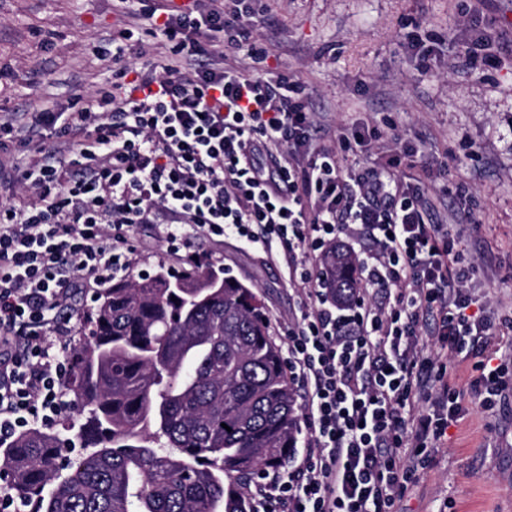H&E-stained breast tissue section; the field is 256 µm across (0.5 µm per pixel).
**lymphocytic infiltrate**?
I'll return each mask as SVG.
<instances>
[{
	"instance_id": "1",
	"label": "lymphocytic infiltrate",
	"mask_w": 512,
	"mask_h": 512,
	"mask_svg": "<svg viewBox=\"0 0 512 512\" xmlns=\"http://www.w3.org/2000/svg\"><path fill=\"white\" fill-rule=\"evenodd\" d=\"M251 11L250 0L142 11L168 56L81 107L36 112L50 135L27 173L33 200L0 170V445L67 413L71 307L126 272L127 242L161 213L170 251L231 235L280 257L298 286L283 344L305 389L303 451L261 490L263 512H400L468 412L449 358L474 359L482 409L505 403L512 313L492 319L474 297L460 248L477 219L439 223L397 171L398 133L354 126L328 146L298 81L225 64L224 45L257 53ZM383 139L394 155L354 172L351 147ZM338 244L357 258L358 288L330 303L323 258Z\"/></svg>"
}]
</instances>
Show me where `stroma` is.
<instances>
[{
    "label": "stroma",
    "instance_id": "obj_1",
    "mask_svg": "<svg viewBox=\"0 0 512 512\" xmlns=\"http://www.w3.org/2000/svg\"><path fill=\"white\" fill-rule=\"evenodd\" d=\"M253 7L265 23L257 36L267 53L256 61L228 47L226 63L293 76L312 93L329 140L363 123L396 128L418 145L434 171L425 185L438 213L471 211L479 221L463 244L464 256L480 259L476 293L512 306V54L501 53L496 67L461 71L447 45L462 39L460 19L473 11L497 19L502 41L512 40V0H255ZM414 22L437 42L426 70L407 47ZM124 28L142 54L116 61L112 35ZM167 50L145 21L127 16L122 0H0V118L24 115L0 140V161L29 165L30 113L111 90L124 68H144ZM129 245L133 278L193 263L169 254L153 224L139 225ZM195 253L198 265L254 286L282 342L294 303L287 271L231 238L198 240ZM400 506L512 512V408L471 407Z\"/></svg>",
    "mask_w": 512,
    "mask_h": 512
}]
</instances>
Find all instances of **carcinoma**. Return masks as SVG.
Instances as JSON below:
<instances>
[{"label": "carcinoma", "mask_w": 512, "mask_h": 512, "mask_svg": "<svg viewBox=\"0 0 512 512\" xmlns=\"http://www.w3.org/2000/svg\"><path fill=\"white\" fill-rule=\"evenodd\" d=\"M348 252L326 257L328 287H356ZM176 300H171V297ZM65 387L89 448L17 436L0 455L33 512H251L244 486L283 466L300 429L293 381L251 288L199 267L102 289Z\"/></svg>", "instance_id": "obj_1"}]
</instances>
